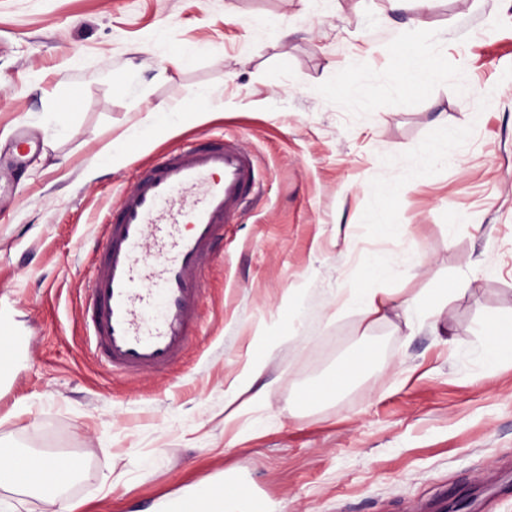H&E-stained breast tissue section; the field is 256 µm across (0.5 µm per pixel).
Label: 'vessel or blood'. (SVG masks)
Masks as SVG:
<instances>
[{"mask_svg": "<svg viewBox=\"0 0 512 512\" xmlns=\"http://www.w3.org/2000/svg\"><path fill=\"white\" fill-rule=\"evenodd\" d=\"M39 144L18 129L0 164L24 168ZM259 167L237 139L216 138L166 153L105 218L101 254L85 287V349L113 374H167L202 332L204 275L224 228L260 194ZM24 350L0 336V380ZM227 484L207 480L173 498L169 512H224Z\"/></svg>", "mask_w": 512, "mask_h": 512, "instance_id": "vessel-or-blood-1", "label": "vessel or blood"}]
</instances>
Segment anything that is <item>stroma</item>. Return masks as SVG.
<instances>
[{
  "instance_id": "stroma-1",
  "label": "stroma",
  "mask_w": 512,
  "mask_h": 512,
  "mask_svg": "<svg viewBox=\"0 0 512 512\" xmlns=\"http://www.w3.org/2000/svg\"><path fill=\"white\" fill-rule=\"evenodd\" d=\"M415 18L439 67L401 89ZM160 104L181 123L145 126ZM21 124L43 150L0 203V322L29 341L0 442L79 461L73 512H165L205 476L267 512H512V354L482 356L512 319V0H0V145ZM223 136L264 187L215 248L202 334L168 375L113 376L82 343L104 217L152 161ZM375 284L411 319L364 322L346 297ZM361 349L350 388L305 401ZM259 353L270 398L225 422Z\"/></svg>"
}]
</instances>
